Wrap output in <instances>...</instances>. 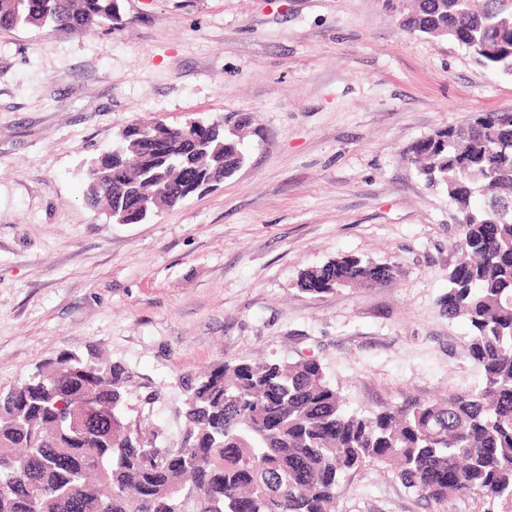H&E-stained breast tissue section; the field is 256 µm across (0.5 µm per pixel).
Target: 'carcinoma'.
I'll return each instance as SVG.
<instances>
[{
    "label": "carcinoma",
    "instance_id": "cac0c4a2",
    "mask_svg": "<svg viewBox=\"0 0 512 512\" xmlns=\"http://www.w3.org/2000/svg\"><path fill=\"white\" fill-rule=\"evenodd\" d=\"M512 0H414L410 33L451 39L484 68L512 75V54L477 48L512 45L500 20ZM121 21L116 0H0V29L51 25L84 34ZM246 121L213 134L163 121L170 161L155 164L132 148L138 124L120 141L122 163L106 157L86 178V198L114 211L146 204L157 212L190 196L182 189L183 152L220 183L247 158ZM409 161L429 187L448 195L462 218V260L448 271L441 300L471 330L468 355L481 384L446 402H416L363 413L349 409L319 362L221 363L184 384V445L153 448L157 430L132 428L125 369L64 352L23 381L0 389V512H335L343 477L394 467L419 496L443 503L469 496L512 512V112H483L468 129L448 126L419 140ZM392 264L354 255L303 270L311 295L372 287ZM112 411L74 431L63 408Z\"/></svg>",
    "mask_w": 512,
    "mask_h": 512
}]
</instances>
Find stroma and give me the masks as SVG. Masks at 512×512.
<instances>
[{
	"label": "stroma",
	"instance_id": "1",
	"mask_svg": "<svg viewBox=\"0 0 512 512\" xmlns=\"http://www.w3.org/2000/svg\"><path fill=\"white\" fill-rule=\"evenodd\" d=\"M410 0H118L121 25L0 29V388L63 352L129 373L126 422L183 444V383L222 362L316 360L349 408L480 384L468 326L440 300L459 214L409 148L479 112L512 77L402 29ZM247 114L246 164L139 224L85 201L90 158L130 124ZM341 255L395 265L312 296ZM390 470L347 474L336 512H483Z\"/></svg>",
	"mask_w": 512,
	"mask_h": 512
}]
</instances>
